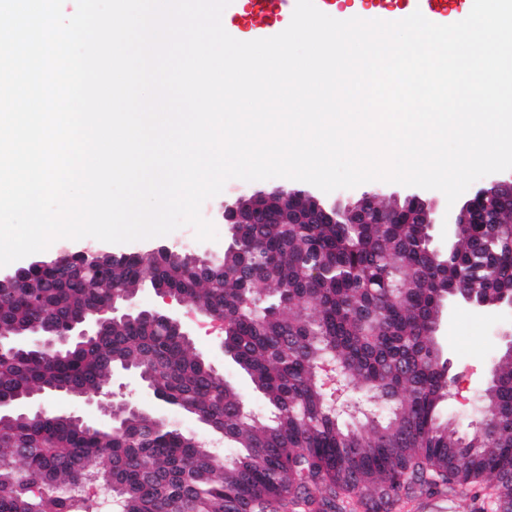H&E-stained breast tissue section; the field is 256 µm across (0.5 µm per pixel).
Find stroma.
Here are the masks:
<instances>
[{
    "label": "stroma",
    "instance_id": "obj_1",
    "mask_svg": "<svg viewBox=\"0 0 512 512\" xmlns=\"http://www.w3.org/2000/svg\"><path fill=\"white\" fill-rule=\"evenodd\" d=\"M289 23L288 17H265L251 8V0H235L224 15V28L233 38L258 35L260 29L271 28L283 31ZM282 178L262 181L232 179L226 182L223 191L208 199L202 206V215L216 228L217 240L200 241L191 227L185 226L163 236V243L187 247L189 251L223 256L230 241V231L224 224L221 213L225 203L235 201L243 194L259 190H270L285 186ZM140 307L155 309L178 317L191 330V339L197 352L202 354L214 369L232 383L243 399L254 410L265 407L262 396L254 389L249 377L225 355L220 347L224 338L223 323L203 317L197 305L190 300L166 302L153 288L142 287L136 295ZM512 336V310L476 311L464 304L450 305L440 322L436 341L442 357L450 361V372L456 381L452 386L453 397L445 413L459 430H470L476 423L479 401L490 376L487 362L499 356L505 348L506 337ZM112 391L116 397L138 405L149 411H160L168 421L175 423L184 432L220 448L224 440L210 432L196 418L181 412L177 407L159 402L152 391L146 389L138 374L123 372L114 375Z\"/></svg>",
    "mask_w": 512,
    "mask_h": 512
}]
</instances>
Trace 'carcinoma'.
<instances>
[{"instance_id": "carcinoma-1", "label": "carcinoma", "mask_w": 512, "mask_h": 512, "mask_svg": "<svg viewBox=\"0 0 512 512\" xmlns=\"http://www.w3.org/2000/svg\"><path fill=\"white\" fill-rule=\"evenodd\" d=\"M375 208L371 222L232 225V246L209 271L167 255L125 253L107 269L48 274L35 266L0 305L12 334L51 309L58 332L78 311H99L112 291L144 282L224 316V349L266 399L264 419L161 316L133 317L87 344L45 357L0 353V398L106 392L112 372L143 376L161 401L221 435L222 454L179 428L116 401L112 428L71 417L15 416L0 434V512H100L105 492L120 512H338L356 497L366 512L449 495L471 512H512V352L495 359L485 416L467 433L444 419L448 360L435 342L440 316L462 288L492 277L512 284V236L487 223L453 225L434 251L429 225ZM337 368L326 387L322 365ZM351 385L373 410L346 423L330 408Z\"/></svg>"}]
</instances>
